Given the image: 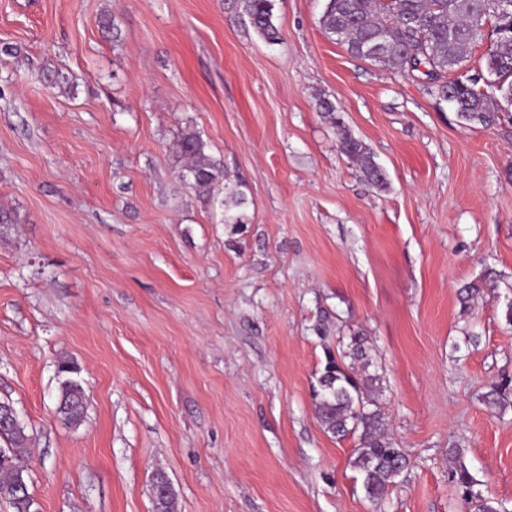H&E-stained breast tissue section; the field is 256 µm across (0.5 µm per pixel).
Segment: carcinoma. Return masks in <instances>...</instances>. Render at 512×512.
<instances>
[{"label": "carcinoma", "instance_id": "carcinoma-1", "mask_svg": "<svg viewBox=\"0 0 512 512\" xmlns=\"http://www.w3.org/2000/svg\"><path fill=\"white\" fill-rule=\"evenodd\" d=\"M276 0H225L229 13L245 18L268 42L280 39L274 23ZM492 0H328L321 25L329 38L345 46L359 59L378 62L401 72L417 70L420 60H409L413 50H421L443 85L434 86L438 98L448 103L459 120L469 124L492 126L499 120L496 97L512 95V14L494 16ZM496 23L493 45L484 55V70L492 74L496 85L479 86L473 78L456 73L473 49L483 43L482 28ZM337 130L340 149L356 161L364 179L383 189L385 170L379 166L364 144L356 139L343 122L336 120V107L328 100L319 103ZM177 153L189 160L188 184L198 192H210L218 177L224 175L219 161L205 153L202 137L194 132L182 135L174 144ZM247 199L241 183H224V223H247L244 209ZM76 372L69 362L59 366L66 375L59 385L56 404L61 418L77 423L83 418L84 390L70 378ZM380 378L368 375L358 381L333 354L313 388V401L321 426L335 436H357L354 467L361 475L366 498H381L402 473L407 460L402 449L387 433V423L372 391ZM0 439L14 449L0 457V498L8 501L13 512H37L29 493L23 457L28 436L21 426L0 427ZM453 466L451 480L463 500L478 502V512H497L491 501L474 498L473 477L461 461L457 449H449ZM158 472L151 483L154 512H173L174 491L162 484Z\"/></svg>", "mask_w": 512, "mask_h": 512}]
</instances>
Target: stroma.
<instances>
[{
    "mask_svg": "<svg viewBox=\"0 0 512 512\" xmlns=\"http://www.w3.org/2000/svg\"><path fill=\"white\" fill-rule=\"evenodd\" d=\"M326 3L276 0L270 43L224 0H0V401L38 512H152L158 469L176 512H468L452 448L512 512V405L485 402L512 384V114L460 123L422 72L328 38ZM187 131L248 223H225V181L184 180ZM354 335L409 459L376 501L311 397ZM64 360L77 424L55 412ZM319 106L336 128L342 152L358 163L364 179L369 184L378 189L385 188L387 185L385 170L374 161L364 144L351 134L344 123L336 120L334 104L329 100H321Z\"/></svg>",
    "mask_w": 512,
    "mask_h": 512,
    "instance_id": "1",
    "label": "stroma"
}]
</instances>
